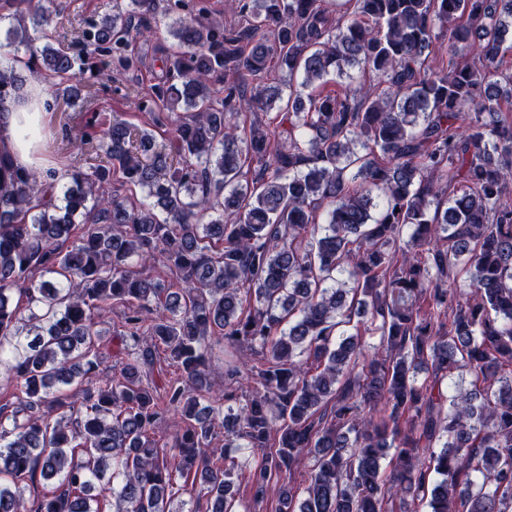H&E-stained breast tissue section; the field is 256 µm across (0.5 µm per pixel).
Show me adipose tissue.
I'll list each match as a JSON object with an SVG mask.
<instances>
[{"label":"adipose tissue","mask_w":512,"mask_h":512,"mask_svg":"<svg viewBox=\"0 0 512 512\" xmlns=\"http://www.w3.org/2000/svg\"><path fill=\"white\" fill-rule=\"evenodd\" d=\"M44 106L43 85L35 81L17 94L8 112L0 115V150L9 153L19 165L40 167L44 164L36 154Z\"/></svg>","instance_id":"obj_1"}]
</instances>
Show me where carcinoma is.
<instances>
[{"label":"carcinoma","instance_id":"cac0c4a2","mask_svg":"<svg viewBox=\"0 0 512 512\" xmlns=\"http://www.w3.org/2000/svg\"><path fill=\"white\" fill-rule=\"evenodd\" d=\"M19 2L0 0L3 57L72 107L90 56L130 66L158 0L112 6L80 53L36 45L56 0ZM188 7L168 0L178 50L137 102L153 128L99 125L77 145L96 164L58 186L0 152V512H107L109 474L112 512H251L245 476L255 505L277 488L275 512H512V0H237L229 30ZM449 47L475 53L426 66ZM332 73L343 91L321 89ZM21 85L0 67V107ZM158 262L167 284L143 272ZM216 335L255 356L228 362L243 400L212 398ZM36 474L57 485L30 500ZM119 311V309L113 310L112 314H110L108 318H105V323L98 326L99 330H103V335L100 336V340L98 341L100 351L104 356L103 364L101 366L103 372L100 375L103 379L112 374V368L117 361V357L115 355L119 350L120 340L113 335V332L118 326Z\"/></svg>","mask_w":512,"mask_h":512}]
</instances>
